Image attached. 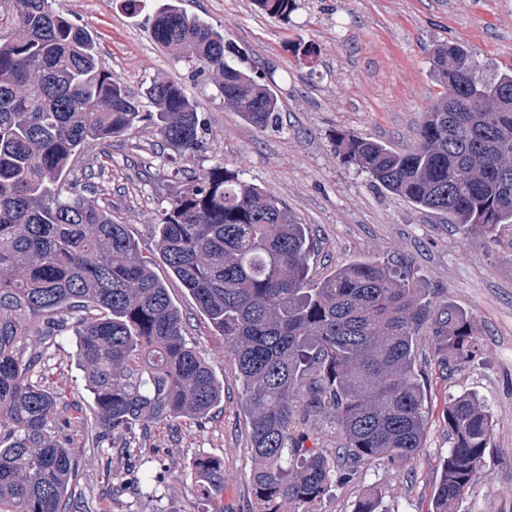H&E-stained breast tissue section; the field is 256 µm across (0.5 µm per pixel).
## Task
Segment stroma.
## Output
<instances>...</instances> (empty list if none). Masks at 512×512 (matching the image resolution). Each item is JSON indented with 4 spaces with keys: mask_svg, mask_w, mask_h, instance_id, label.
Returning <instances> with one entry per match:
<instances>
[{
    "mask_svg": "<svg viewBox=\"0 0 512 512\" xmlns=\"http://www.w3.org/2000/svg\"><path fill=\"white\" fill-rule=\"evenodd\" d=\"M171 4L223 33L246 68L278 96L279 125L261 130L225 105L212 75L197 76L157 46L148 18ZM283 21L253 0H55V7L96 42L107 69L133 90L159 80L183 85L200 105L208 134L194 159L162 144L152 126L112 138L105 150L78 155L68 177L93 174L96 199L109 203L179 309L184 336L224 384L206 419L181 418L98 441L94 426L73 436L74 498L85 512H215L194 494L186 473L201 457L224 465V512H258L249 476L254 467L246 427L245 391L224 338L160 257L155 226L188 178L217 165L275 194L311 245L309 277L355 260L405 267L436 301L465 312L480 345L470 363L440 369L423 340L416 375L424 392L426 434L419 455L399 467L380 461L354 466L335 481L318 512H352L364 493H381L389 512H428L450 439L451 399L477 395L492 421L478 473L457 512H512V225L495 238L465 237L448 215L418 209L337 157L333 139L355 134L396 151L412 148L431 101L442 88L431 67L440 44L470 48L486 75L512 69V0H298ZM45 362L33 376L67 406L92 413L94 404L77 359L73 333L56 344L31 338ZM308 447L340 467L339 426L331 411L301 422ZM150 461L164 477L155 497L139 492L135 466Z\"/></svg>",
    "mask_w": 512,
    "mask_h": 512,
    "instance_id": "stroma-1",
    "label": "stroma"
}]
</instances>
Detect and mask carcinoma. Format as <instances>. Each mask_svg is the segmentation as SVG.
<instances>
[{
    "label": "carcinoma",
    "instance_id": "1",
    "mask_svg": "<svg viewBox=\"0 0 512 512\" xmlns=\"http://www.w3.org/2000/svg\"><path fill=\"white\" fill-rule=\"evenodd\" d=\"M6 0L15 21L0 39V512H73L69 448L83 414L64 418L58 398L30 376L75 327L78 360L93 395L101 438L136 425L204 418L224 383L187 342L165 284L112 210L75 190L64 194L71 160L92 142L151 121L185 159L204 147L199 103L171 81L132 91L100 62L95 43L53 6ZM290 18L297 0H254ZM159 45L200 73L217 76L224 104L264 130L277 125L278 98L226 54L224 34L174 6L155 11ZM444 88L428 107L413 148L399 152L355 135L336 154L387 191L446 212L467 236L512 224V72L484 76L474 54L441 44L432 53ZM158 247L171 273L224 336L245 389L261 512H299L327 493L328 460L290 427L300 403L330 410L348 461L404 465L420 452L424 396L415 374L428 327L442 369L476 355L467 314L435 303L406 269L357 260L313 282L304 225L271 192L217 165L195 173L160 214ZM452 446L432 512H457L491 434L489 415L463 393L446 411ZM194 491L224 489V465L201 458ZM342 478L346 474L338 475ZM353 512H387L370 492Z\"/></svg>",
    "mask_w": 512,
    "mask_h": 512
}]
</instances>
